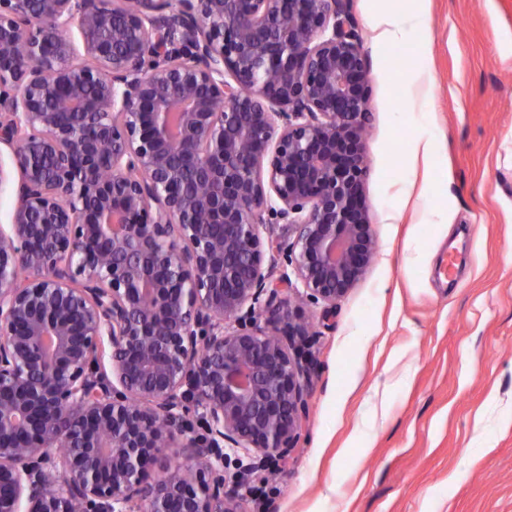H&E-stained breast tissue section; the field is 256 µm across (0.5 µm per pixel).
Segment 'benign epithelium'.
Here are the masks:
<instances>
[{
    "label": "benign epithelium",
    "mask_w": 512,
    "mask_h": 512,
    "mask_svg": "<svg viewBox=\"0 0 512 512\" xmlns=\"http://www.w3.org/2000/svg\"><path fill=\"white\" fill-rule=\"evenodd\" d=\"M123 2L0 0V512H244L377 249L347 0Z\"/></svg>",
    "instance_id": "1"
}]
</instances>
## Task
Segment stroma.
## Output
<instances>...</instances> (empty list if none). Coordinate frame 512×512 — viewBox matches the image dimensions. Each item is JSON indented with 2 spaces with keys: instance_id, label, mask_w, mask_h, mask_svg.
Listing matches in <instances>:
<instances>
[{
  "instance_id": "35a3bbf8",
  "label": "stroma",
  "mask_w": 512,
  "mask_h": 512,
  "mask_svg": "<svg viewBox=\"0 0 512 512\" xmlns=\"http://www.w3.org/2000/svg\"><path fill=\"white\" fill-rule=\"evenodd\" d=\"M348 7L378 248L334 312L306 309L309 424L288 463L249 478L267 495L248 512H512V0ZM387 9L411 21L404 47L375 39Z\"/></svg>"
}]
</instances>
